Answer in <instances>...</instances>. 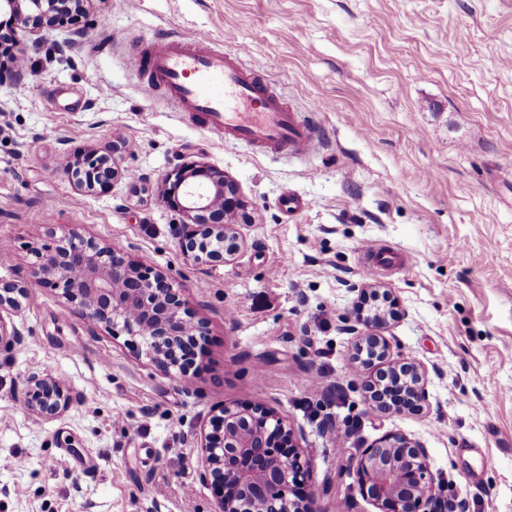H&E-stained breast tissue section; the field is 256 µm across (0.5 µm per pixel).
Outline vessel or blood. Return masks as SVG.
I'll list each match as a JSON object with an SVG mask.
<instances>
[{"label": "vessel or blood", "mask_w": 512, "mask_h": 512, "mask_svg": "<svg viewBox=\"0 0 512 512\" xmlns=\"http://www.w3.org/2000/svg\"><path fill=\"white\" fill-rule=\"evenodd\" d=\"M134 67L144 92L163 94L225 140L268 155L301 157L317 148L309 116L285 102L241 56L226 55L206 37L156 38Z\"/></svg>", "instance_id": "vessel-or-blood-1"}]
</instances>
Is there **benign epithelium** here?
I'll list each match as a JSON object with an SVG mask.
<instances>
[{
	"mask_svg": "<svg viewBox=\"0 0 512 512\" xmlns=\"http://www.w3.org/2000/svg\"><path fill=\"white\" fill-rule=\"evenodd\" d=\"M85 0H0V14L27 27L29 11L45 21L81 10ZM118 174L113 156L91 152L71 169L72 178L88 190ZM164 200L179 213L182 223L197 230L185 235L181 250L196 261L221 262L239 251L232 216L240 206L237 187L217 169L204 164L179 163L167 175ZM33 285L62 290V296L93 325L120 328L138 338L145 354L161 370L187 372V352L206 336V327L184 309L181 290L161 272L132 261L123 247L101 245L79 235L56 247L35 251ZM29 287L0 285V311L17 309ZM386 317L376 308L359 334V344L393 372H401L404 403L375 398L384 412L417 413L427 401L426 373L415 363L389 361L390 345L381 330ZM70 394L56 379L33 373L28 377L25 403L41 419L57 417ZM285 423L275 411L226 403L220 409L216 432L201 439V478L219 494L221 512H312L309 488L314 465L302 452L284 446ZM362 497L380 512H442L436 497L428 450L417 442L388 433L359 454L349 457Z\"/></svg>",
	"mask_w": 512,
	"mask_h": 512,
	"instance_id": "obj_1",
	"label": "benign epithelium"
}]
</instances>
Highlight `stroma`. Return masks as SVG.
<instances>
[{
  "instance_id": "35a3bbf8",
  "label": "stroma",
  "mask_w": 512,
  "mask_h": 512,
  "mask_svg": "<svg viewBox=\"0 0 512 512\" xmlns=\"http://www.w3.org/2000/svg\"><path fill=\"white\" fill-rule=\"evenodd\" d=\"M246 48L321 139L308 157L227 144L143 95L131 66L156 34ZM0 84V281L30 285L32 250L78 234L162 271L208 336L189 377L129 336L31 287L0 312V512H218L200 437L227 402L276 411L314 461L317 512H379L349 456L397 432L427 448L441 501L512 512V0H88L78 23L21 39ZM116 150L123 174L88 192L67 172ZM234 180L238 255L183 254L162 201L179 158ZM306 206L286 214L285 193ZM395 251L396 361L425 369L422 412H380L354 359L363 245ZM60 379L56 418L24 404ZM353 429L344 453L334 434ZM71 397L65 385L56 379L33 373L28 377L25 403L33 415L41 419L57 417Z\"/></svg>"
}]
</instances>
